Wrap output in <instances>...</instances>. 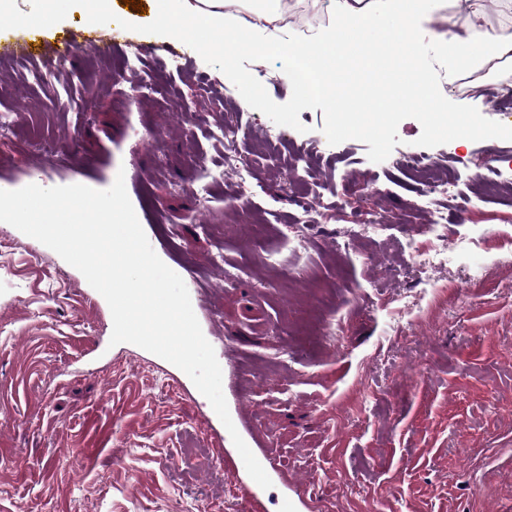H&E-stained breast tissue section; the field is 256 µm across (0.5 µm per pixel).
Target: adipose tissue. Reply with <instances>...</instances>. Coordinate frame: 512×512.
Instances as JSON below:
<instances>
[{"label":"adipose tissue","instance_id":"1","mask_svg":"<svg viewBox=\"0 0 512 512\" xmlns=\"http://www.w3.org/2000/svg\"><path fill=\"white\" fill-rule=\"evenodd\" d=\"M236 0H157L155 30L164 40L178 43L206 31L208 51L242 49L258 57L276 53L290 55L291 48L280 37L279 23L286 0H265L260 15L267 37L256 40L241 26L234 13ZM486 0H454L446 16L448 33L437 42L447 58L485 63L491 57L512 54V41L491 42L486 29ZM427 0H367L356 7L349 0H333L332 17L321 34L302 47L303 69H285L284 75L300 96L311 93L304 71L313 72L321 93L333 105L336 125L353 124L348 84L363 70L377 69L398 86L395 98L368 105L369 115L389 120L401 109L425 106L431 88L417 60L413 36L423 24L432 22Z\"/></svg>","mask_w":512,"mask_h":512}]
</instances>
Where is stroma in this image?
I'll list each match as a JSON object with an SVG mask.
<instances>
[{"label":"stroma","mask_w":512,"mask_h":512,"mask_svg":"<svg viewBox=\"0 0 512 512\" xmlns=\"http://www.w3.org/2000/svg\"><path fill=\"white\" fill-rule=\"evenodd\" d=\"M87 27L67 0L40 28L44 54L0 62V187L83 184L128 196L157 255L184 280L222 369L240 436L272 481L230 477L231 436L179 368L131 343L111 345V311L56 252L0 222V512H512V193L478 200L512 171V67L479 96L449 94L481 130L466 144L416 109L372 136L335 130L331 103L297 100L277 57L255 89L224 77V55L196 39L127 68L132 47L161 45L154 0ZM116 32L102 62L78 51L48 66L70 35ZM430 29L415 50L431 89L465 62L441 57ZM178 62H171V55ZM142 87L130 99L132 87ZM254 105H246V98ZM160 132V148L151 132ZM76 141L54 154L51 144ZM233 156L251 176L225 169ZM450 169L436 203L400 162ZM216 171L207 186L196 166ZM319 189L310 217L299 199ZM444 215L445 269L414 310L421 273L408 241L433 240ZM363 224L378 235L359 237ZM306 239L296 243L295 230Z\"/></svg>","instance_id":"obj_1"}]
</instances>
